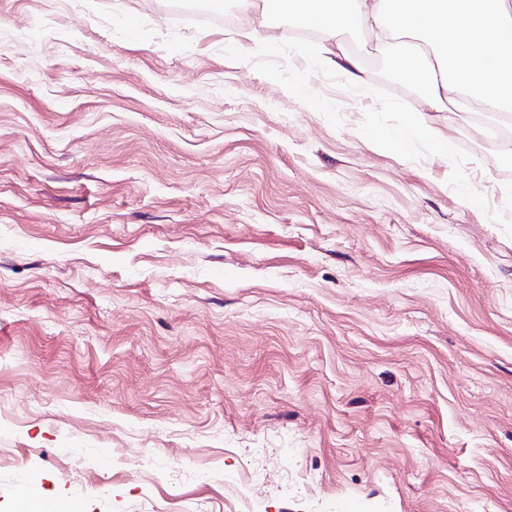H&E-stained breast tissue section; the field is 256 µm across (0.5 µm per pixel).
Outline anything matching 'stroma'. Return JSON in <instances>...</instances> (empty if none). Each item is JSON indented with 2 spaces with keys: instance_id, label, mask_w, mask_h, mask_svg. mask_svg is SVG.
<instances>
[{
  "instance_id": "stroma-1",
  "label": "stroma",
  "mask_w": 512,
  "mask_h": 512,
  "mask_svg": "<svg viewBox=\"0 0 512 512\" xmlns=\"http://www.w3.org/2000/svg\"><path fill=\"white\" fill-rule=\"evenodd\" d=\"M234 3L0 0V512H512V159Z\"/></svg>"
}]
</instances>
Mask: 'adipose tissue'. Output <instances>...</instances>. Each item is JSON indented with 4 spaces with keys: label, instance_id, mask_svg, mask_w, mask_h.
Here are the masks:
<instances>
[{
    "label": "adipose tissue",
    "instance_id": "adipose-tissue-1",
    "mask_svg": "<svg viewBox=\"0 0 512 512\" xmlns=\"http://www.w3.org/2000/svg\"><path fill=\"white\" fill-rule=\"evenodd\" d=\"M300 16L307 26L338 33L366 28L396 40L389 56L424 90V111L404 122L399 150L425 138L448 155L449 137L431 127L432 112L456 114L473 104L486 111L512 110V0H265Z\"/></svg>",
    "mask_w": 512,
    "mask_h": 512
}]
</instances>
